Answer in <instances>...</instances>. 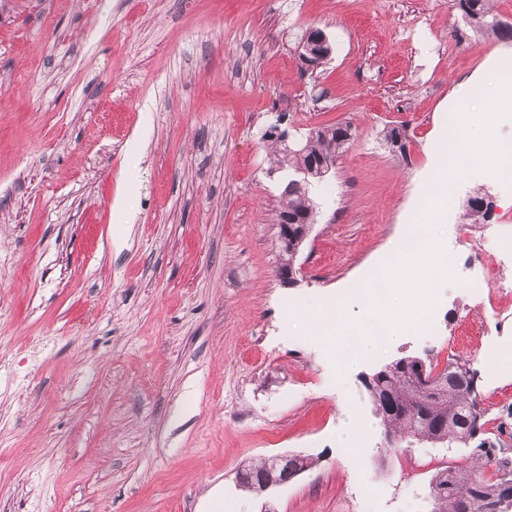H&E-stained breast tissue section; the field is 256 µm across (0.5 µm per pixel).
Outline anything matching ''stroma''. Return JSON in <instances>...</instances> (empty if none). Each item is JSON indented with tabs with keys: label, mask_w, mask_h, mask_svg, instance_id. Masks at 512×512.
<instances>
[{
	"label": "stroma",
	"mask_w": 512,
	"mask_h": 512,
	"mask_svg": "<svg viewBox=\"0 0 512 512\" xmlns=\"http://www.w3.org/2000/svg\"><path fill=\"white\" fill-rule=\"evenodd\" d=\"M458 24L452 0H0V512H430L463 449L384 448L363 379L461 356L487 419L512 410V296L501 323L470 286L478 253L512 240V183L449 190L431 229L455 266L432 277L430 332L398 321L399 342L344 361L310 319L402 250L449 93L512 55ZM312 27L333 51L307 72ZM279 121L353 132L312 188L291 285L263 137ZM401 125L403 154L384 139ZM348 416L353 449L336 441ZM295 453L313 467L238 486V468ZM309 34L312 35L309 39ZM308 36L301 42L298 43L295 50L298 60L301 66L307 70H314L321 67L329 59V56H325L323 59L318 58L314 53L311 52V46L313 43L321 42L328 43V36L321 29L315 28L309 31ZM316 58V62L311 61V58Z\"/></svg>",
	"instance_id": "35a3bbf8"
}]
</instances>
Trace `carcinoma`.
I'll list each match as a JSON object with an SVG mask.
<instances>
[{
  "mask_svg": "<svg viewBox=\"0 0 512 512\" xmlns=\"http://www.w3.org/2000/svg\"><path fill=\"white\" fill-rule=\"evenodd\" d=\"M461 19L470 29L502 40L512 39V23L492 13L489 0H455ZM348 124L322 126L301 139L298 155L279 154L276 167L286 171L278 211L305 216L316 213L309 193L295 188L298 171L322 160L336 161L347 148ZM445 378L432 392H420L422 376ZM384 435L398 436L408 447L441 445L469 450L471 462L446 465L429 481L431 512H512V462L502 450L512 447V411L493 429H486L485 409L477 389V372L470 360L455 357L438 367L430 359L401 357L376 372L366 387Z\"/></svg>",
  "mask_w": 512,
  "mask_h": 512,
  "instance_id": "obj_1",
  "label": "carcinoma"
}]
</instances>
